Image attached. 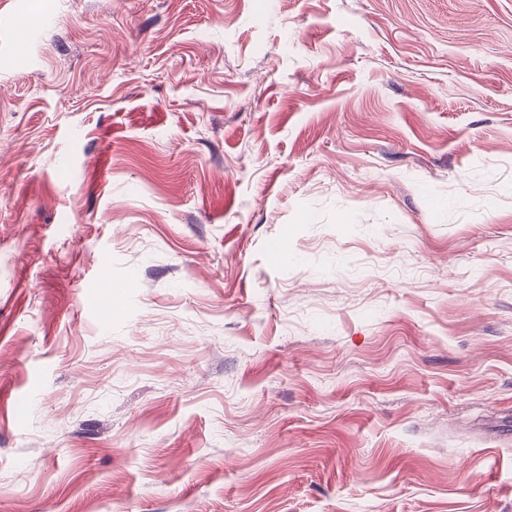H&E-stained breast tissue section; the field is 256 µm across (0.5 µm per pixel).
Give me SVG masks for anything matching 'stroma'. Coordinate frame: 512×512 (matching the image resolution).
<instances>
[{"label": "stroma", "instance_id": "35a3bbf8", "mask_svg": "<svg viewBox=\"0 0 512 512\" xmlns=\"http://www.w3.org/2000/svg\"><path fill=\"white\" fill-rule=\"evenodd\" d=\"M0 512H512V0H0Z\"/></svg>", "mask_w": 512, "mask_h": 512}]
</instances>
